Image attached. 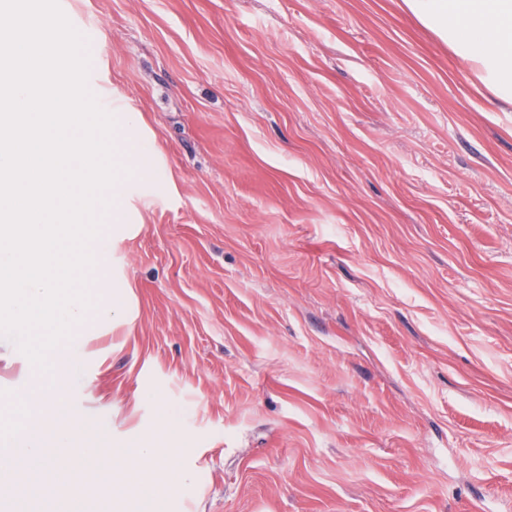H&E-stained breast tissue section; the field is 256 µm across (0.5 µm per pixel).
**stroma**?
Instances as JSON below:
<instances>
[{
	"label": "stroma",
	"instance_id": "35a3bbf8",
	"mask_svg": "<svg viewBox=\"0 0 512 512\" xmlns=\"http://www.w3.org/2000/svg\"><path fill=\"white\" fill-rule=\"evenodd\" d=\"M161 171L78 349L107 435L162 392L161 512H512V105L402 0H60Z\"/></svg>",
	"mask_w": 512,
	"mask_h": 512
}]
</instances>
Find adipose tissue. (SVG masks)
Masks as SVG:
<instances>
[{
    "instance_id": "ef3b65f1",
    "label": "adipose tissue",
    "mask_w": 512,
    "mask_h": 512,
    "mask_svg": "<svg viewBox=\"0 0 512 512\" xmlns=\"http://www.w3.org/2000/svg\"><path fill=\"white\" fill-rule=\"evenodd\" d=\"M483 90L512 103V0H403Z\"/></svg>"
}]
</instances>
